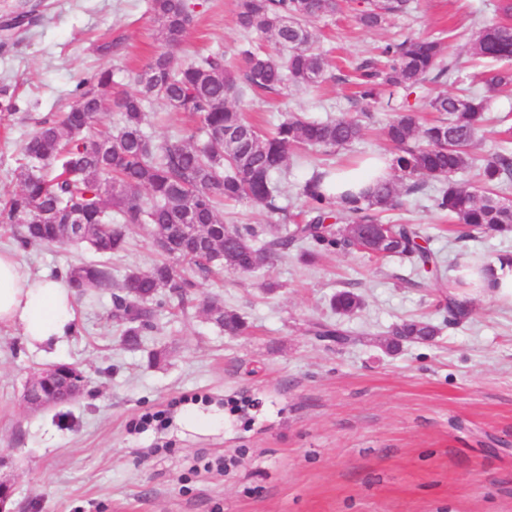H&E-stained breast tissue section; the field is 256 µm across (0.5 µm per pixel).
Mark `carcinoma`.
<instances>
[{"label":"carcinoma","instance_id":"obj_1","mask_svg":"<svg viewBox=\"0 0 512 512\" xmlns=\"http://www.w3.org/2000/svg\"><path fill=\"white\" fill-rule=\"evenodd\" d=\"M336 6V0H236L242 34L263 37L287 54L243 49L237 71L231 72L221 56L179 63L175 49L192 23L189 5L186 0H149L166 49L134 74L133 91L111 96L112 74L102 68L77 84L76 101L68 111L38 122L17 159L18 189L0 195V223L22 226L23 247L63 244L70 242L71 215L78 214L84 224L80 241L102 257L67 270L71 288L80 294L112 286L109 260L125 249V225L149 226L160 260L147 270L129 271L119 285L123 295L115 297L113 317L123 326L130 347L138 346L143 330L151 326L159 293L169 288L181 295L185 282L177 262L188 261L202 274L216 261L228 272L249 274L294 250L311 262L323 251L353 249L369 226L382 223L378 213L401 206L403 195L420 193L427 179L446 181L434 206L468 232H511L512 206L495 189L512 177V148L504 146L480 167V186L451 181L455 173L475 165L471 148L482 130L485 99L448 94L429 99L430 109L440 114L429 125H418L409 113L385 125L386 138L399 147L396 177L338 198L323 186L333 170L314 171L299 187L303 222L288 225L260 247L254 227L224 223L219 206L226 201H246L271 218L283 211L274 178L289 152L345 147L363 136L362 119L346 115L328 121L291 116L265 135L246 119L239 104L247 91L273 93L289 84L308 89L323 81L327 61L313 48L317 36L310 23L335 13ZM410 8L411 0H358L355 11L358 23L372 30ZM499 11L502 20L480 27L469 48L470 57L485 64L481 83L488 93L512 85V70L496 67L512 60V0H500ZM382 56V61L370 58L357 67L359 97L369 105L380 102L387 86L414 93L452 79L459 67L458 58L445 54L440 38L407 37L386 44ZM155 98L196 117L206 141L198 142L190 130L176 143L152 144L145 126L147 104ZM113 108L121 113L117 130L90 134L98 114ZM390 231L385 256L404 258L427 272L437 269V257L424 246L422 225L392 224ZM444 300L448 321L471 316V308L453 296ZM331 305L348 315L362 306V299L343 290ZM204 312L229 336L247 328L239 313L219 304L206 305ZM437 333L430 321H405L393 329L387 348H397L402 338L418 341Z\"/></svg>","mask_w":512,"mask_h":512}]
</instances>
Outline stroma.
<instances>
[{"label": "stroma", "instance_id": "1", "mask_svg": "<svg viewBox=\"0 0 512 512\" xmlns=\"http://www.w3.org/2000/svg\"><path fill=\"white\" fill-rule=\"evenodd\" d=\"M193 23L179 56L212 52L232 58L242 35L234 0H189ZM499 0H418L411 14L371 31L347 9L315 21L318 49L329 57L319 89L246 95L248 121L270 131L293 112L325 121L360 112L348 80L352 66L377 47L411 35L450 32L463 56L471 34L497 21ZM111 37L119 51L100 56ZM164 44L147 0H45L39 22L0 50V83L19 109L0 114V190L16 188L20 146L36 120L67 111L75 86L99 67L112 89H131L133 71ZM423 103L400 88L352 147L323 161L337 167L361 157L394 156L383 125ZM153 143L174 142L198 129L188 114L160 99L149 106ZM490 117L472 152L492 160L501 142L496 120L512 116V88L487 103ZM313 157L291 155L278 178L287 212L302 207L298 187ZM437 184L403 198L388 219L423 225L439 274L407 260L363 251L326 252L315 262L297 253L252 274L203 279L191 269L185 307L162 291L153 328L127 348L111 317L113 291L78 296L72 335L56 350H29L17 329L0 326V480L11 485L10 512H512V305L477 296L470 320L452 324L444 286L459 264L512 253V235L465 238L432 206ZM128 246L113 256L112 274L148 269L155 253L146 229H126ZM18 232L0 224V249L17 250L33 275L54 278L95 261L84 244L18 249ZM350 290L360 310L340 315L333 295ZM237 310L248 324L227 336L208 321L205 304ZM438 325L428 342L387 344L407 320ZM325 323L347 331L339 344L312 333ZM164 352L152 363V352ZM68 363L85 379L83 396L32 410L23 400L29 377Z\"/></svg>", "mask_w": 512, "mask_h": 512}]
</instances>
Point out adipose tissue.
<instances>
[{
	"mask_svg": "<svg viewBox=\"0 0 512 512\" xmlns=\"http://www.w3.org/2000/svg\"><path fill=\"white\" fill-rule=\"evenodd\" d=\"M459 273L473 285L456 291L457 300L485 295L512 304V254L489 265L461 266ZM74 302L64 279L33 276L14 251H0V325L18 328L29 348H56L64 342L74 329Z\"/></svg>",
	"mask_w": 512,
	"mask_h": 512,
	"instance_id": "1",
	"label": "adipose tissue"
}]
</instances>
